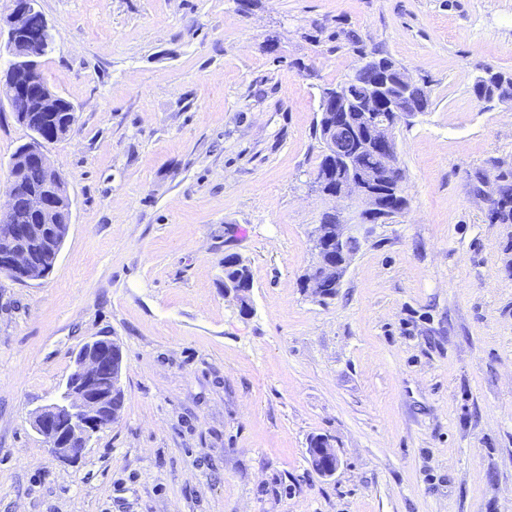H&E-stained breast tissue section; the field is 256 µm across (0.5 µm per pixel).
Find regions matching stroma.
Wrapping results in <instances>:
<instances>
[{
  "label": "stroma",
  "instance_id": "35a3bbf8",
  "mask_svg": "<svg viewBox=\"0 0 512 512\" xmlns=\"http://www.w3.org/2000/svg\"><path fill=\"white\" fill-rule=\"evenodd\" d=\"M38 7L40 73L76 113L42 145L71 219L47 277L0 276V512H512V105L472 90L512 74V0ZM373 52L430 106L395 131L407 208L355 227L320 300V92ZM31 136L0 100V207ZM94 336L122 348L124 405L65 462L31 414ZM249 280L251 286V275L248 267L237 258V261L231 264L224 265V280L228 283H237L239 280ZM250 284L242 288H234L232 286H224L225 294H234L235 299L239 303L240 312L246 314L250 309ZM315 440H310V445ZM308 448L311 463L314 469L322 476H332L340 468L341 460L336 453V450L327 437L320 436Z\"/></svg>",
  "mask_w": 512,
  "mask_h": 512
}]
</instances>
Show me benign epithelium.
Here are the masks:
<instances>
[{
    "label": "benign epithelium",
    "mask_w": 512,
    "mask_h": 512,
    "mask_svg": "<svg viewBox=\"0 0 512 512\" xmlns=\"http://www.w3.org/2000/svg\"><path fill=\"white\" fill-rule=\"evenodd\" d=\"M38 0H7V14L3 21L8 26L7 40L0 48L5 59L7 86L4 97L13 112H50L55 96L38 89L41 58L51 50L52 28L37 9ZM41 17L40 28L31 30L30 21ZM376 69L382 85L368 89L358 101L361 122L365 130L363 147L377 155L379 168L385 180L395 185L402 183V171L397 162L395 129L404 120L416 116L397 106L416 82L406 69H397L399 85L396 93H388L391 86V68L380 64L372 55L360 56L353 72ZM345 123L336 120L325 135V151L338 158L346 177L336 189V198L357 202L361 210L357 224H377L389 217L392 199L382 200L369 188L373 176L355 170L353 156L340 147V134ZM31 164L39 165L46 173L44 183L35 191L24 180V172ZM14 181L10 186L5 209H0V273L15 282L26 283L45 278L49 270L32 258L34 243L38 240L60 253L69 225L64 223L71 213L70 202L59 172L48 162L42 149L23 146L12 158ZM315 260L305 280V287L321 293V282L336 271L346 272L352 253L345 244L352 238L349 227L338 223L331 229L316 224L310 234ZM224 293L234 294L240 312L250 309V286L224 287ZM123 353L113 340L95 338L85 343L75 355L73 368L61 393L33 413V427L43 437L50 451L58 458L74 461L100 430L116 423L121 408L112 405V394L122 390L121 371ZM314 469L323 476H332L340 468L341 460L327 437L320 436L308 448Z\"/></svg>",
    "instance_id": "7a95c632"
}]
</instances>
